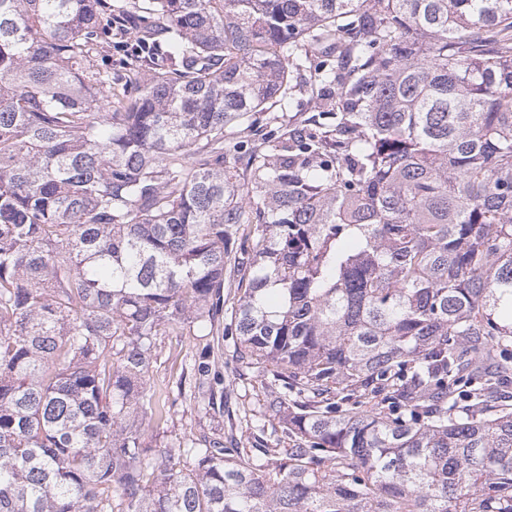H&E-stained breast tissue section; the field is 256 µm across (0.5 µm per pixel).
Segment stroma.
I'll return each mask as SVG.
<instances>
[{
  "mask_svg": "<svg viewBox=\"0 0 512 512\" xmlns=\"http://www.w3.org/2000/svg\"><path fill=\"white\" fill-rule=\"evenodd\" d=\"M233 351L231 339L186 329L161 337L147 377L148 389L166 404V418L155 429L160 441L175 444L219 430L251 444L255 427L264 422L261 404L268 380L258 366L236 360ZM203 360L224 391V404L215 409L202 408L185 393L195 364Z\"/></svg>",
  "mask_w": 512,
  "mask_h": 512,
  "instance_id": "stroma-1",
  "label": "stroma"
}]
</instances>
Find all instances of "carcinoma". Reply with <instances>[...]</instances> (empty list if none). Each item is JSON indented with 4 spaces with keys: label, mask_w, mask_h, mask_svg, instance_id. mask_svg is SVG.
I'll return each instance as SVG.
<instances>
[{
    "label": "carcinoma",
    "mask_w": 512,
    "mask_h": 512,
    "mask_svg": "<svg viewBox=\"0 0 512 512\" xmlns=\"http://www.w3.org/2000/svg\"><path fill=\"white\" fill-rule=\"evenodd\" d=\"M185 327L288 446L152 447ZM511 373L512 0H0V512H512ZM123 58H125L123 55L116 53L112 49V57L100 54L93 57L91 63L95 69L110 72L112 74V80L114 79V81L117 82V80H124V77H126L127 73L130 71L129 67H132L127 65Z\"/></svg>",
    "instance_id": "cac0c4a2"
}]
</instances>
